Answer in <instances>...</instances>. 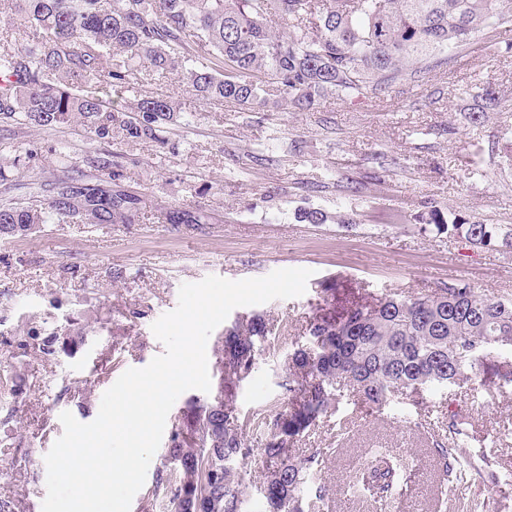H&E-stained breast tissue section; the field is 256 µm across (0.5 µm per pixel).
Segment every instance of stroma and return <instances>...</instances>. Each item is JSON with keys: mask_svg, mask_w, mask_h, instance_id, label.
I'll return each mask as SVG.
<instances>
[{"mask_svg": "<svg viewBox=\"0 0 512 512\" xmlns=\"http://www.w3.org/2000/svg\"><path fill=\"white\" fill-rule=\"evenodd\" d=\"M508 42L512 26L488 27L450 49L448 64L422 82L394 85L373 99L329 97L312 112L206 105L178 79L137 80L122 101L161 93L191 123L133 147L93 141L74 125L14 128L17 145L37 154L29 176H53L61 146L82 167L109 152L143 203L135 224H51L27 238H0V353L27 383L16 404L0 406V498L14 499L15 512H42L45 456L63 433L60 414L93 421L122 373L164 353L151 326L176 307L181 284L311 270L302 296L234 310L274 326L271 345L236 393L240 414L257 418L273 417L287 403L288 359L324 289H334L343 306L462 279L489 298H512V247L472 245L419 223L435 206L512 232ZM486 83L499 89L507 109L475 125L473 94ZM168 204L217 209L224 220L157 223L156 208ZM312 208L343 221L302 222L301 212ZM27 320L59 329L54 355L34 350L20 333ZM493 371L488 360L471 382L396 393L372 408L353 390L339 393L293 449L298 456L325 451L313 479L327 490L322 512H375L344 480L394 449L407 463L385 512H466L474 501L483 512H500L512 496V382L489 384ZM452 412L466 421L472 462L490 465L446 490L432 448L446 438Z\"/></svg>", "mask_w": 512, "mask_h": 512, "instance_id": "1", "label": "stroma"}]
</instances>
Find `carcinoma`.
Wrapping results in <instances>:
<instances>
[{
	"instance_id": "1",
	"label": "carcinoma",
	"mask_w": 512,
	"mask_h": 512,
	"mask_svg": "<svg viewBox=\"0 0 512 512\" xmlns=\"http://www.w3.org/2000/svg\"><path fill=\"white\" fill-rule=\"evenodd\" d=\"M25 44L0 47V123L46 129L78 125L94 140L137 145L160 140L181 120L172 100L143 96L129 106L112 94L140 76L173 75L203 103L232 102L262 110L284 102L312 112L329 96L373 98L402 81L417 82L445 63L438 54L469 44L491 25H512V0H0ZM279 17L297 33L274 31ZM473 123L501 107L492 85L476 92ZM9 166L29 167L0 135ZM63 174L52 180L0 182V237L31 236L47 224H134L142 198L125 184L122 165L110 153L92 161L88 174L59 152ZM437 231L468 243L494 246L496 224L429 212ZM159 224H218L207 209L159 208ZM309 224L345 223L308 209ZM272 329L259 315L242 316L217 347L221 401L191 400L172 425L168 462L175 481L159 478L166 512H244L251 455L236 389L255 365ZM512 349V299H491L458 281L430 293L385 295L341 309L324 297L310 319L305 342L288 361L283 409L265 423L260 492L269 512H320L326 488L305 496L311 470L324 449L297 457L299 437L328 412L337 392L350 387L368 404L395 392L420 393L434 384L456 385L480 374L484 361ZM453 446L435 444L441 483L464 467L462 422L448 426ZM397 465L374 458L358 481L378 502L391 496Z\"/></svg>"
}]
</instances>
